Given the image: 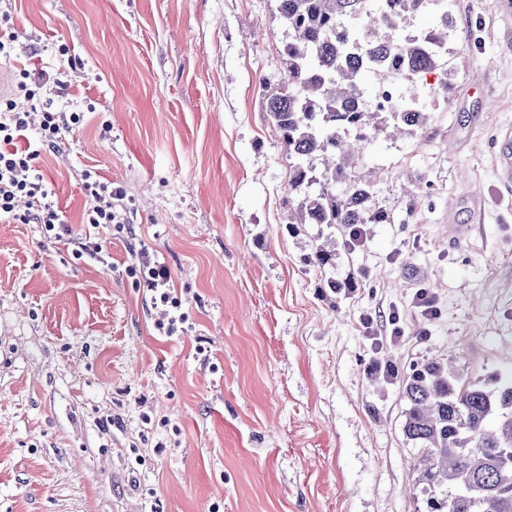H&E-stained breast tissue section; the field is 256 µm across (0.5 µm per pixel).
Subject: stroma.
<instances>
[{
	"instance_id": "stroma-1",
	"label": "stroma",
	"mask_w": 512,
	"mask_h": 512,
	"mask_svg": "<svg viewBox=\"0 0 512 512\" xmlns=\"http://www.w3.org/2000/svg\"><path fill=\"white\" fill-rule=\"evenodd\" d=\"M493 2L451 0L466 43L418 82L426 124L358 161L391 221L323 272L305 262L320 225L288 226L265 108L286 76L276 0H10L0 79L55 74L61 43L76 60L55 105L82 125L40 160L66 223L86 169L130 213L79 259L70 237L0 222V512H418L400 385H370L361 320L386 334L399 311L396 366L512 371V187L494 148L512 125V32ZM143 249L187 299V332H158L127 271ZM421 272L431 321L409 304ZM329 277L356 289L327 301ZM13 29V18L8 10L0 11V59H10L14 51L15 35ZM2 31L4 33L2 34Z\"/></svg>"
}]
</instances>
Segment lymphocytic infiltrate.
Returning <instances> with one entry per match:
<instances>
[{
    "instance_id": "1",
    "label": "lymphocytic infiltrate",
    "mask_w": 512,
    "mask_h": 512,
    "mask_svg": "<svg viewBox=\"0 0 512 512\" xmlns=\"http://www.w3.org/2000/svg\"><path fill=\"white\" fill-rule=\"evenodd\" d=\"M18 99H0V222L41 225L47 237L70 232L55 201L54 192L45 179L39 160L44 150L56 147L71 137L82 121L78 112H65L55 107L67 83L62 77L44 79L41 73L22 68L15 72ZM37 129V139H29L30 129ZM83 186L90 205L82 216L84 226L98 228L103 224L124 225L129 221L124 191L121 186L100 179L92 171L83 174ZM26 199V209H19V199ZM139 286L151 293L154 307L166 313L157 327L165 335L182 331L188 319L181 297L170 288L168 266L139 255V263L130 267Z\"/></svg>"
}]
</instances>
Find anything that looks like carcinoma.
I'll list each match as a JSON object with an SVG mask.
<instances>
[{
    "mask_svg": "<svg viewBox=\"0 0 512 512\" xmlns=\"http://www.w3.org/2000/svg\"><path fill=\"white\" fill-rule=\"evenodd\" d=\"M288 25L287 77L266 93V112L288 154V194L297 199L290 224L350 229L388 224L376 207L372 174H351L364 144L388 131L421 127L426 106L381 112L365 100V80L397 81L402 98L416 85L399 69L427 74L445 65L453 36L448 0H276ZM438 25L413 33L421 12ZM317 156L321 172L309 165ZM336 260L329 241L315 245L307 262L324 268ZM399 379L406 401L403 433L411 445V487L427 512H512V380L468 379L453 359L413 363Z\"/></svg>",
    "mask_w": 512,
    "mask_h": 512,
    "instance_id": "carcinoma-1",
    "label": "carcinoma"
}]
</instances>
